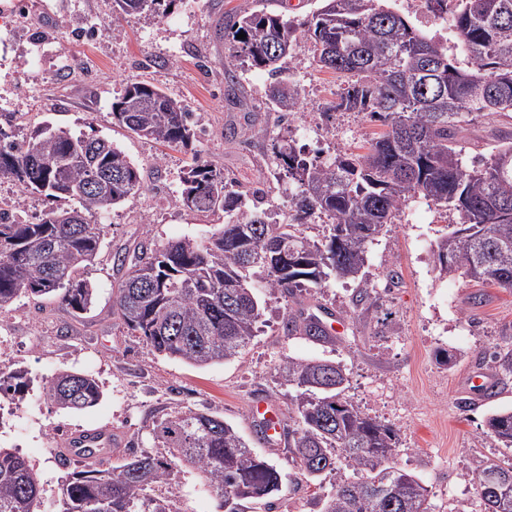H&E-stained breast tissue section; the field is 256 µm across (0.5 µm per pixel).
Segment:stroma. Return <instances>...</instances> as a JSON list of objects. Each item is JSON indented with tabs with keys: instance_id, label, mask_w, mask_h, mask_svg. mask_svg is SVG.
Instances as JSON below:
<instances>
[{
	"instance_id": "obj_1",
	"label": "stroma",
	"mask_w": 512,
	"mask_h": 512,
	"mask_svg": "<svg viewBox=\"0 0 512 512\" xmlns=\"http://www.w3.org/2000/svg\"><path fill=\"white\" fill-rule=\"evenodd\" d=\"M56 2L39 28L17 33L12 53L0 55V113L8 114L19 140L45 124L111 139L137 165L142 188L110 214L92 218L106 229L90 274L97 288L90 310L75 312L57 296L24 295L0 314V336L7 339L0 364L25 371L28 379L22 398L0 408V445L19 449L40 472L39 512H55L58 485L68 473L49 449L71 436L106 430L112 434L110 463L131 454L160 458L165 451L152 436L155 420L187 408L224 418L281 470L282 487L272 503L248 502L243 512H318L335 474L306 481L287 445H269L249 414L251 403L264 399L277 408L284 428L297 427L295 389L279 373L289 359L341 363L349 378L346 398L396 429L395 461L428 486L434 512H457L463 504L480 512L472 477L490 460L512 464V448L485 434L488 417L512 407V376L482 403L465 393L462 379L473 367L494 373L492 353L512 345V292L440 275L435 241L456 214L410 199L371 245L363 281L333 280L290 297L260 290L262 321L241 358L200 368L151 353L112 315V290L126 275L113 256L187 237L206 240L221 231L223 212L184 205L178 176L185 166L198 160L224 170L236 189L252 193L259 208L284 221L291 212L290 186L273 175V143L292 140L311 156L359 153L380 125L363 113L331 111L343 81L317 67L307 52L290 62L302 89L292 122L273 111L266 71L244 72L240 90L228 91L220 24L225 13L260 8L262 0H175L169 12L117 22L112 0ZM388 2L428 36H443L449 54L466 63L449 15L413 9L405 0ZM105 19L111 25L103 30ZM68 56L79 73L60 66ZM142 81L187 106L195 131L191 146L137 137L113 118L123 87ZM252 128L265 130V139L241 145V135ZM363 291L368 300H359ZM319 307L333 308L345 321L333 341L287 334L289 309ZM61 370L94 375L103 390L100 402L80 412L48 404L43 383ZM153 493L172 496L177 512H224L190 467H173L170 482Z\"/></svg>"
}]
</instances>
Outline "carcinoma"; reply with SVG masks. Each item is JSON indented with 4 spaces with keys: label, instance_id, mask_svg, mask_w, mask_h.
<instances>
[{
    "label": "carcinoma",
    "instance_id": "cac0c4a2",
    "mask_svg": "<svg viewBox=\"0 0 512 512\" xmlns=\"http://www.w3.org/2000/svg\"><path fill=\"white\" fill-rule=\"evenodd\" d=\"M174 2L114 0L112 20ZM452 22L467 68L384 0H318L300 21L266 8L224 15L235 67L268 73L270 101L283 118L295 116L301 98L285 64L307 50L319 68L344 78L331 109L363 112L383 130L365 152L339 150L325 159L303 157L290 140L273 145V165L292 186L286 224L247 207L223 171L188 165L180 175L186 206L222 211L228 222L207 241L184 238L141 252L112 290V315L154 353L198 367L233 360L262 316L253 277L285 297L336 278L361 279L370 246L416 196L458 214L435 244L439 272L511 292L512 162L505 168L502 160L512 159V132L493 130L491 150L468 162L460 133L480 118L512 115V0H456ZM242 32L246 38H237ZM112 115L138 137L168 147L186 148L195 137L187 107L150 83L126 85ZM0 178L49 200L75 202L37 223L0 210V314L29 293L58 295L73 310H87L95 295L89 269L104 232L87 215L109 214L139 192L138 168L106 138L46 125L17 141L0 128ZM316 214L328 221L319 240L299 229ZM285 329L327 338L318 319L293 311ZM493 359L496 374L512 373L511 347ZM281 373L296 388L299 424L288 432V447L300 474L314 481L343 461L357 475L336 481L321 512H432L424 482L396 466V429L343 396L348 377L340 364L290 360ZM27 385L22 372L0 368V398L18 399ZM43 393L68 412L91 408L103 395L94 376L71 370L47 379ZM487 427L495 441L512 447V409L493 414ZM152 432L169 457L134 455L107 466L92 451L59 487V512H175L172 498L150 491L168 483L179 462L198 470L224 512L280 491L277 466L221 418L173 411ZM472 483L481 512H512V466L488 461ZM41 495L30 461L0 448V512H37Z\"/></svg>",
    "mask_w": 512,
    "mask_h": 512
}]
</instances>
